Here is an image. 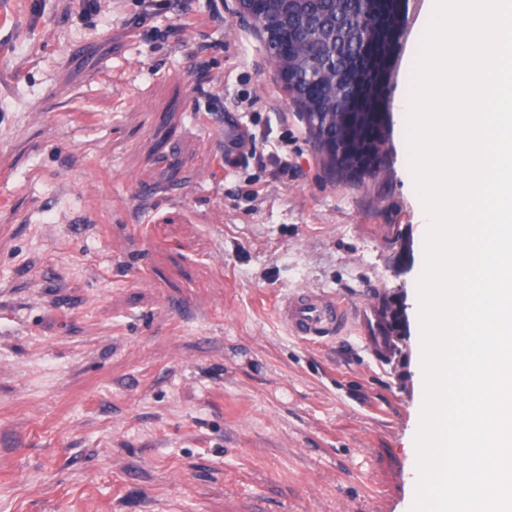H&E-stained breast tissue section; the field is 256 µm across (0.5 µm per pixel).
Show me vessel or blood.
I'll use <instances>...</instances> for the list:
<instances>
[{
	"label": "vessel or blood",
	"mask_w": 512,
	"mask_h": 512,
	"mask_svg": "<svg viewBox=\"0 0 512 512\" xmlns=\"http://www.w3.org/2000/svg\"><path fill=\"white\" fill-rule=\"evenodd\" d=\"M278 315L292 335L307 341L334 337L345 324L340 301L308 288L295 289L284 297Z\"/></svg>",
	"instance_id": "obj_1"
}]
</instances>
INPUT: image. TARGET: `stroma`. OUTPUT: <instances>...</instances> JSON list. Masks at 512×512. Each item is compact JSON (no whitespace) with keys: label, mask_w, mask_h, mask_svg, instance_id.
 Instances as JSON below:
<instances>
[{"label":"stroma","mask_w":512,"mask_h":512,"mask_svg":"<svg viewBox=\"0 0 512 512\" xmlns=\"http://www.w3.org/2000/svg\"><path fill=\"white\" fill-rule=\"evenodd\" d=\"M0 0V512H411L423 219L397 101L386 167L325 173L237 0ZM288 140L287 182L221 165ZM296 288L334 339L292 336ZM399 295L400 368L371 354ZM278 315L292 335L307 341L334 337L345 324L340 301L308 288L295 289L284 297Z\"/></svg>","instance_id":"1"}]
</instances>
